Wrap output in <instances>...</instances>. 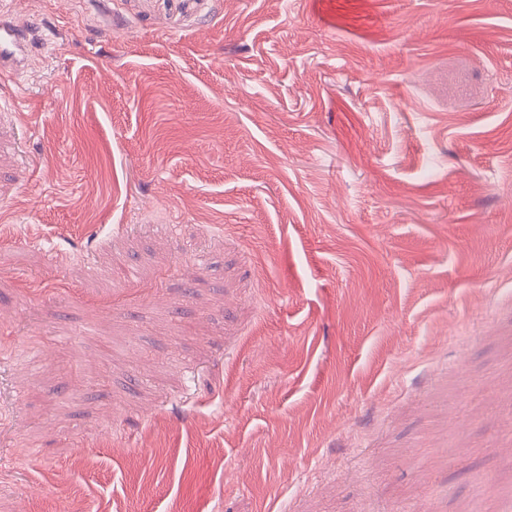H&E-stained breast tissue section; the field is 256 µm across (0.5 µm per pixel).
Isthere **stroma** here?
I'll list each match as a JSON object with an SVG mask.
<instances>
[{"mask_svg":"<svg viewBox=\"0 0 512 512\" xmlns=\"http://www.w3.org/2000/svg\"><path fill=\"white\" fill-rule=\"evenodd\" d=\"M0 14V512L512 505V0ZM29 60V38L20 26L0 17V73L18 72Z\"/></svg>","mask_w":512,"mask_h":512,"instance_id":"1","label":"stroma"}]
</instances>
